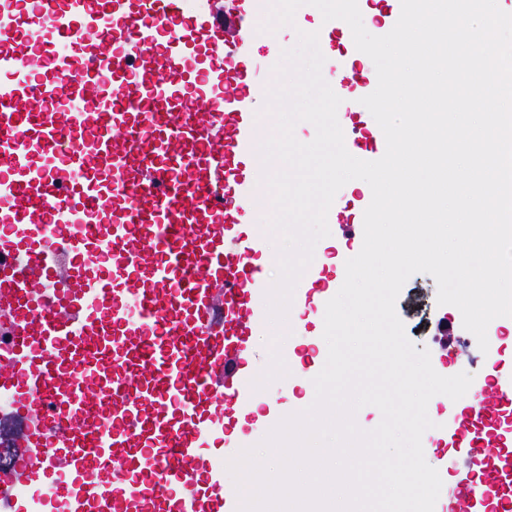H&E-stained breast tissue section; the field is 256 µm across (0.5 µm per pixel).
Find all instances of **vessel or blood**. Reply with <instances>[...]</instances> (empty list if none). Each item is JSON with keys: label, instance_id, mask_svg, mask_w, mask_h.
Masks as SVG:
<instances>
[{"label": "vessel or blood", "instance_id": "obj_1", "mask_svg": "<svg viewBox=\"0 0 512 512\" xmlns=\"http://www.w3.org/2000/svg\"><path fill=\"white\" fill-rule=\"evenodd\" d=\"M263 0H0V397L16 424L0 512H237L227 427L287 404L253 386L269 321L252 214L266 87L248 77ZM333 58L346 113L374 124ZM336 275L291 307L324 332ZM444 399L452 480L434 512H512V365ZM314 399L326 351L284 352ZM105 416L109 429L96 428Z\"/></svg>", "mask_w": 512, "mask_h": 512}]
</instances>
